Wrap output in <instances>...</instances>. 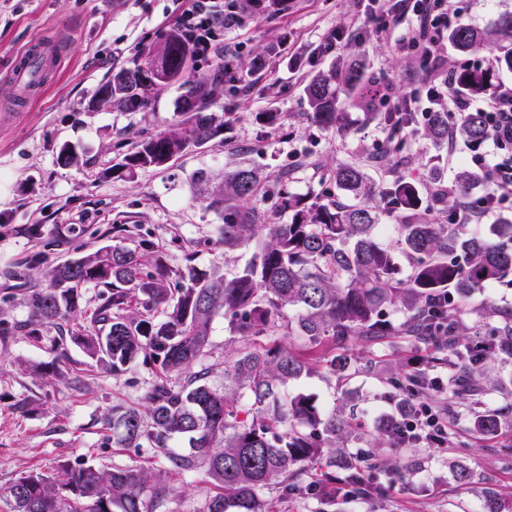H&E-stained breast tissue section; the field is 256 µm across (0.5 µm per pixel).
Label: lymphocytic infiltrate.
Instances as JSON below:
<instances>
[{
    "label": "lymphocytic infiltrate",
    "instance_id": "1",
    "mask_svg": "<svg viewBox=\"0 0 512 512\" xmlns=\"http://www.w3.org/2000/svg\"><path fill=\"white\" fill-rule=\"evenodd\" d=\"M371 15L378 20V32L386 38L408 43L418 54L424 73L402 96L387 100L388 111H430L439 99H447L451 116L479 108L486 112L491 150L482 157L478 169L483 190L479 197L459 202L456 221L478 224L493 212L502 210L500 190L512 186V85H501L489 99L474 101L449 95L448 83L435 79L445 46L448 27L457 16L454 0H368ZM243 19L235 0H191L179 17L183 40L194 48L197 57L210 58L222 51L227 32L241 27ZM441 387H433L429 396L416 395L406 400L392 418L400 438L427 448L448 445V419L438 399Z\"/></svg>",
    "mask_w": 512,
    "mask_h": 512
}]
</instances>
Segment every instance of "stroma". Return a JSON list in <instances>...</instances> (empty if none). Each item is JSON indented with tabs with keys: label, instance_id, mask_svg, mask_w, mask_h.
Returning a JSON list of instances; mask_svg holds the SVG:
<instances>
[{
	"label": "stroma",
	"instance_id": "stroma-1",
	"mask_svg": "<svg viewBox=\"0 0 512 512\" xmlns=\"http://www.w3.org/2000/svg\"><path fill=\"white\" fill-rule=\"evenodd\" d=\"M181 0H0V70L39 36L56 40L62 50L60 69L41 93L16 102L0 97V486L24 471L50 470L57 463L100 467H145L165 470L164 457L144 448H119L103 421L114 404L139 406L154 381L153 366L135 362L122 374L94 368L81 390L66 381L34 375L33 365L51 361L58 331L42 327L29 336L33 322L32 292L48 288L50 265L94 252L112 244L115 228H123L129 246L149 243L171 268L193 254L199 268L221 267L234 276L250 259L246 247L222 262L212 239L222 216L207 206L191 184L193 173L208 177L216 189L225 172L241 163L257 167L269 180L287 175L292 194L329 190L325 177L336 164L358 160L375 181L395 173L428 177L439 165L444 179L473 169L476 151L457 144L452 164H439L440 149L430 141L407 135L393 161L383 158L387 134L378 122H364L361 109H351L350 130L339 136L315 125L306 115L303 88L317 71L347 55L366 64L369 75L389 85L400 97L420 80L411 50L380 38L367 16L366 0H292L283 15L255 18L250 0H237L244 23L224 38L239 53L227 79L219 84L211 109L233 112L237 118L221 138L194 149L172 167L149 168L132 177H117L112 167L138 142L172 130L179 116L177 85L147 92L145 105L127 110L103 102L98 91L113 73L140 67L178 24ZM345 26L343 43L320 52L338 26ZM262 57L259 76L248 73ZM281 112L278 128L260 126L255 113ZM80 161L60 165L63 148ZM46 257L38 268H27L34 256ZM240 341L223 317H215L206 356L200 367L208 381L224 384V363ZM353 374L347 383L326 373H313L288 383L287 395L304 393L324 408L349 399L355 417L367 428L380 422L388 388L382 377L406 367L407 347L399 344L355 343L349 353ZM27 400L29 410L16 405ZM512 434L474 442L466 457L472 471L468 488L455 483L444 448H397L384 451L389 467L403 470L386 495L369 500L341 497L334 512H480L487 487L499 488L512 501V469L499 460ZM180 494L146 497L149 512H203L213 486L205 468L172 479Z\"/></svg>",
	"mask_w": 512,
	"mask_h": 512
}]
</instances>
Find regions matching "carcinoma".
<instances>
[{
  "label": "carcinoma",
  "mask_w": 512,
  "mask_h": 512,
  "mask_svg": "<svg viewBox=\"0 0 512 512\" xmlns=\"http://www.w3.org/2000/svg\"><path fill=\"white\" fill-rule=\"evenodd\" d=\"M448 43L462 53L494 52V68L460 71L451 89L490 97L500 72H512V12L491 31L459 23L448 29ZM193 59L173 29L144 66L120 70L102 87L103 101L123 107L142 104L152 86L177 83L181 89L177 129L140 142L112 173L131 176L165 167L233 121L230 112L209 111L223 67L200 75ZM386 90L362 65L341 59L304 87L308 116L343 135L344 107H360L388 130L395 156L402 149L397 135L416 124L417 116L376 111ZM422 118V136L438 147L450 138L479 145L490 135L482 111L465 112L451 123L443 106ZM431 177L425 194L414 179L396 175L378 185L361 164L344 162L330 171L336 193L311 196L288 193L285 175L271 183L251 167L226 172L224 188L208 202L224 217L217 244L226 260L255 244L249 263L228 279L198 269L189 255L174 270L161 256L147 254L148 246L118 242L59 264L49 271L50 287L31 296L37 321L57 326L77 316L87 285L101 288L100 303L89 323L58 336L54 358L32 371L79 388L84 370L69 366L71 344L114 375L139 359L154 366L158 376L143 393V407L114 405L106 425L120 447L162 454L167 475L205 467L214 493L203 512H269L263 494L273 490L303 494L322 506L358 490L367 499L380 492L371 473L377 469L376 449L396 447L393 427L370 431L341 407L328 411L310 395L280 393L317 368L346 381L350 363L342 352L356 342L424 347L418 364L387 379L391 396L425 395L435 373L446 370L448 416L466 418L477 436L498 438L512 430V309L480 302L477 330L465 324L464 315L485 288L512 284V217L499 218L486 234L456 224L457 202L478 186L477 175L461 173L451 193L435 166ZM341 194L358 203L342 202ZM268 200L271 208H261ZM435 210L448 223H438ZM396 213L393 250L379 241L375 228ZM398 253L410 267L404 279L396 274ZM389 307L402 314L401 322L384 318ZM218 314L242 338L224 365L222 389L208 383L209 371H192L207 352ZM292 335L322 352L255 344L257 337ZM176 439L187 440L188 447L172 448ZM149 487L157 499L177 491L145 468L62 462L49 473L19 474L0 487V500L11 512H144ZM506 509L496 491H485L483 512Z\"/></svg>",
  "instance_id": "obj_1"
}]
</instances>
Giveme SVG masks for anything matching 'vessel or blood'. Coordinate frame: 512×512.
<instances>
[{
    "instance_id": "obj_1",
    "label": "vessel or blood",
    "mask_w": 512,
    "mask_h": 512,
    "mask_svg": "<svg viewBox=\"0 0 512 512\" xmlns=\"http://www.w3.org/2000/svg\"><path fill=\"white\" fill-rule=\"evenodd\" d=\"M61 53L54 41L40 39L27 49L9 67L7 77L0 82V95L30 98L37 95L45 76L58 67Z\"/></svg>"
}]
</instances>
